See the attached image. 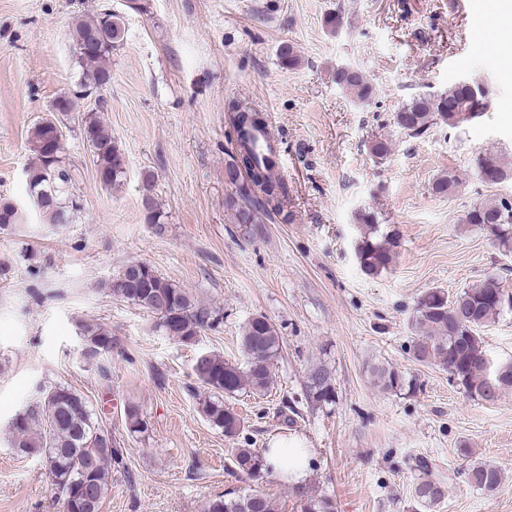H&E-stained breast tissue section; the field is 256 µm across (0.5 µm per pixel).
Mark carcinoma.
<instances>
[{"mask_svg":"<svg viewBox=\"0 0 512 512\" xmlns=\"http://www.w3.org/2000/svg\"><path fill=\"white\" fill-rule=\"evenodd\" d=\"M76 63L82 69L80 90L53 102L52 115L34 124L30 133L32 157L27 166V191L36 207L47 214L51 223L64 226L73 221L79 210L72 197V178L61 155V140L53 135L54 126H63L75 100L106 88L112 79L109 61L112 52L124 40L121 17L99 12L89 19L72 24ZM334 81L356 101L367 103L375 88L359 69L336 67ZM491 104V90L475 79L456 81L442 92H418L404 100L394 116L399 132L413 139L421 138L435 126L458 128L481 116ZM227 121L235 136L234 150L225 163V178L232 188L226 207L232 211L233 223L245 226L260 223V215L285 213L288 194L274 167L277 148L261 155L256 149L252 131L260 130L265 121L260 112L247 103L232 98L226 106ZM81 128L92 152L99 182L107 187L119 184L124 174V160L112 132L95 112L81 115ZM392 142L375 138L369 145L371 155L384 160ZM474 169L486 185H496L512 176L494 155L477 154ZM155 176L144 175L141 205L148 223L157 232L164 230L163 214L151 194ZM459 178L448 173L437 178L432 191L438 195L453 193ZM22 211L9 200L0 199V230L22 223ZM360 226V237L354 250L361 270L379 275L390 269L394 259L393 235L379 234L375 212L359 209L354 214ZM461 223L486 232L495 244L512 249V199L498 195L481 199L464 212ZM112 296L136 305L155 318V327L183 344L196 343L201 332L220 324L218 312L195 303L186 289L165 278L152 266L131 261L111 279ZM509 292L496 275L483 282L461 289L453 298L442 289H429L419 295L411 321L416 340L413 355L419 361H433L448 370V375L464 392L485 403H496L512 390V359L495 360L488 353L480 331L496 322L506 310L499 297ZM77 330L84 342L83 356L98 361L112 350V331L103 323L81 320ZM240 344L245 362H229L215 353L198 356L192 366L197 383L207 396L199 402L206 421L237 438L243 420L227 399L241 393L261 396L274 385L272 367L281 352L283 337L276 324L264 315L249 319L242 328ZM374 386L384 392H400L414 388L412 380L386 364L369 370ZM308 398L320 406L336 403V388L331 370L323 363H314L307 374ZM17 433L15 448L25 456L38 457L49 477L52 490L62 501L63 512H101L110 486V470L123 465L120 442L105 429L86 398L64 385L39 387L37 397L13 417ZM129 433L148 434L149 424L135 404L125 408ZM236 469L258 481L269 474L264 456L252 448L234 449ZM414 486V498L424 506L434 507L444 501L446 483L435 476L426 464ZM470 482L484 491L496 490L502 481L501 470L489 463H478L468 471ZM295 495L303 501V512H335L327 496H309L300 488ZM206 512H275L272 501L258 490L234 496L217 495L206 505Z\"/></svg>","mask_w":512,"mask_h":512,"instance_id":"cac0c4a2","label":"carcinoma"}]
</instances>
